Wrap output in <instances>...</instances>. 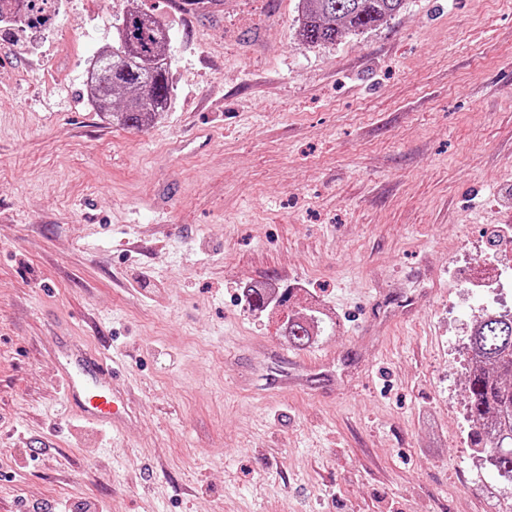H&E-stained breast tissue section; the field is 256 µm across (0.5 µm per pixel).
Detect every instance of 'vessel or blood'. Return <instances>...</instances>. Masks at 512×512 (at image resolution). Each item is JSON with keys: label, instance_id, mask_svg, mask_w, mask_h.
Returning a JSON list of instances; mask_svg holds the SVG:
<instances>
[{"label": "vessel or blood", "instance_id": "1", "mask_svg": "<svg viewBox=\"0 0 512 512\" xmlns=\"http://www.w3.org/2000/svg\"><path fill=\"white\" fill-rule=\"evenodd\" d=\"M119 365L110 353L88 354L65 349L59 360V378L70 402L83 418L101 427L121 429L128 403L114 381Z\"/></svg>", "mask_w": 512, "mask_h": 512}]
</instances>
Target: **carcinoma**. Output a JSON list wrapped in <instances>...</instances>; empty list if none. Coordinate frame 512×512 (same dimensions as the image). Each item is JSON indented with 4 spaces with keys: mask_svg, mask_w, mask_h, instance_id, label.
Returning <instances> with one entry per match:
<instances>
[{
    "mask_svg": "<svg viewBox=\"0 0 512 512\" xmlns=\"http://www.w3.org/2000/svg\"><path fill=\"white\" fill-rule=\"evenodd\" d=\"M299 40L333 44L346 33H363L395 16L404 0H301ZM117 45L91 61L95 79L87 83L92 105L117 113L123 124L140 126L164 111L170 98L172 66L168 33L136 8L118 19ZM310 324L290 318L288 342H313ZM466 410L474 427L473 445L483 450L499 476L512 481V313L484 314L469 336Z\"/></svg>",
    "mask_w": 512,
    "mask_h": 512,
    "instance_id": "1",
    "label": "carcinoma"
}]
</instances>
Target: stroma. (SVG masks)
Instances as JSON below:
<instances>
[{"label":"stroma","instance_id":"35a3bbf8","mask_svg":"<svg viewBox=\"0 0 512 512\" xmlns=\"http://www.w3.org/2000/svg\"><path fill=\"white\" fill-rule=\"evenodd\" d=\"M132 7L172 60L140 128L84 93ZM45 9L0 35V512H512L464 352L512 306V0H405L324 46L300 0ZM107 342L119 433L56 385L60 347ZM310 324L295 318H288L285 325V336H288V342L298 348L310 346L313 342L309 331Z\"/></svg>","mask_w":512,"mask_h":512}]
</instances>
